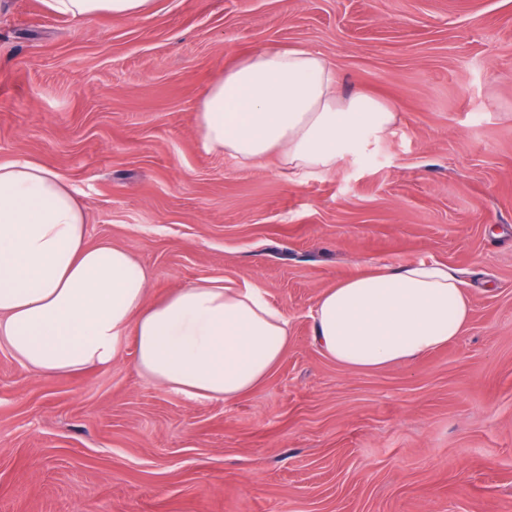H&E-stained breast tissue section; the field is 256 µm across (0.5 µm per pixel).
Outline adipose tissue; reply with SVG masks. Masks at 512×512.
<instances>
[{
	"label": "adipose tissue",
	"mask_w": 512,
	"mask_h": 512,
	"mask_svg": "<svg viewBox=\"0 0 512 512\" xmlns=\"http://www.w3.org/2000/svg\"><path fill=\"white\" fill-rule=\"evenodd\" d=\"M74 19L140 17L155 0H45ZM313 50L275 46L217 76L195 114L210 150L241 167L276 156L288 174L330 173L345 148L386 134L393 109L357 90ZM83 208L47 166L0 163V345L46 373L111 364L123 338L136 367L169 391L231 403L262 385L284 356L289 319L257 282L202 279L149 299L152 275L125 248L86 242ZM313 341L336 363L378 370L447 346L470 302L458 270L440 262L382 265L324 290Z\"/></svg>",
	"instance_id": "1"
}]
</instances>
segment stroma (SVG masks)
<instances>
[{"instance_id":"stroma-1","label":"stroma","mask_w":512,"mask_h":512,"mask_svg":"<svg viewBox=\"0 0 512 512\" xmlns=\"http://www.w3.org/2000/svg\"><path fill=\"white\" fill-rule=\"evenodd\" d=\"M321 53L341 93L391 104L332 173L209 151L199 99L241 56ZM70 183L90 244L150 297L259 282L291 340L227 404L111 365L46 375L0 346V512H512V0H155L75 20L0 0V163ZM461 270L465 332L375 371L313 344V305L385 263Z\"/></svg>"}]
</instances>
